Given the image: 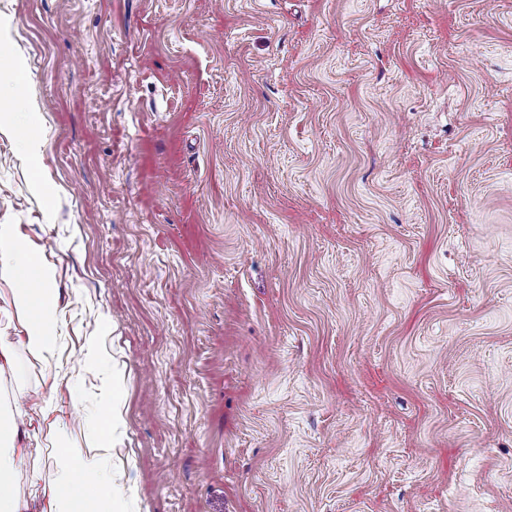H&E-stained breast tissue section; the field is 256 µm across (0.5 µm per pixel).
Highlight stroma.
Returning a JSON list of instances; mask_svg holds the SVG:
<instances>
[{
	"label": "stroma",
	"mask_w": 512,
	"mask_h": 512,
	"mask_svg": "<svg viewBox=\"0 0 512 512\" xmlns=\"http://www.w3.org/2000/svg\"><path fill=\"white\" fill-rule=\"evenodd\" d=\"M1 17L44 146L0 132V224L60 292L72 441L87 339L123 371L135 512H512V0Z\"/></svg>",
	"instance_id": "stroma-1"
}]
</instances>
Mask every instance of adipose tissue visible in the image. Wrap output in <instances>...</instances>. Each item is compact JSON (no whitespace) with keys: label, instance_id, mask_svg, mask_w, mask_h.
I'll return each mask as SVG.
<instances>
[{"label":"adipose tissue","instance_id":"obj_1","mask_svg":"<svg viewBox=\"0 0 512 512\" xmlns=\"http://www.w3.org/2000/svg\"><path fill=\"white\" fill-rule=\"evenodd\" d=\"M13 238V225L0 224V278L28 273L38 285L12 291L20 332L16 344L0 343V377L13 369L20 351L49 370L58 364L60 309L59 291L52 286L53 273L39 251L3 250V243ZM57 383V376L49 373L34 387L9 393L0 390V512H132L130 498L124 488L113 483L105 464L110 449L123 439L114 377H107L101 388L107 409L96 417V439L85 448L72 444L67 435L63 409L54 395ZM31 402L37 406L40 426L51 435L54 459L47 490L34 504L22 498L16 487L23 452L21 441L27 434L25 407ZM78 474L83 477L79 485L74 482Z\"/></svg>","mask_w":512,"mask_h":512}]
</instances>
